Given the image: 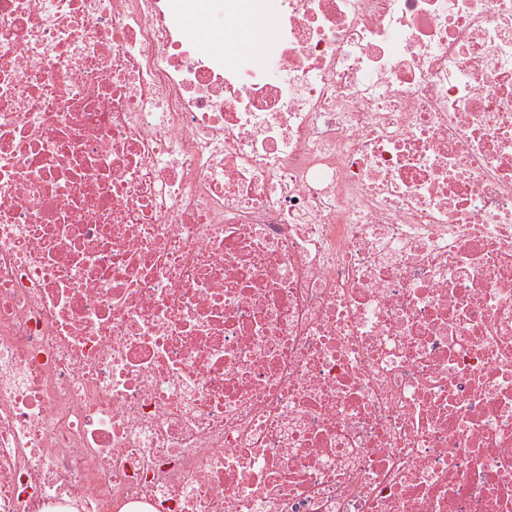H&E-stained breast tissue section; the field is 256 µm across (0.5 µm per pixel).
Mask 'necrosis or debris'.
Wrapping results in <instances>:
<instances>
[{
    "instance_id": "1",
    "label": "necrosis or debris",
    "mask_w": 512,
    "mask_h": 512,
    "mask_svg": "<svg viewBox=\"0 0 512 512\" xmlns=\"http://www.w3.org/2000/svg\"><path fill=\"white\" fill-rule=\"evenodd\" d=\"M217 3L0 0V512H512V0ZM222 12V8H221ZM213 19L191 18L186 20L187 27L195 30L201 36L202 44L207 49L224 46L225 15Z\"/></svg>"
}]
</instances>
